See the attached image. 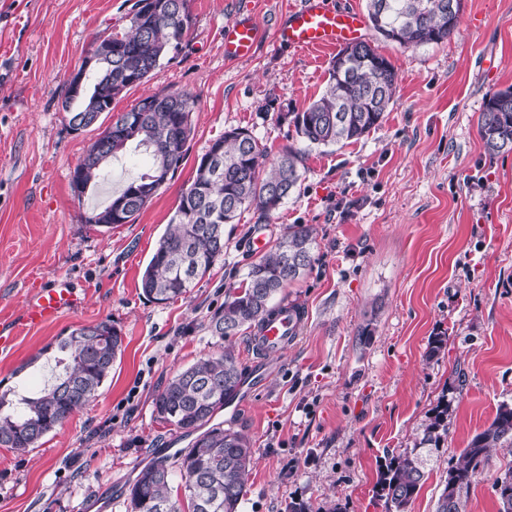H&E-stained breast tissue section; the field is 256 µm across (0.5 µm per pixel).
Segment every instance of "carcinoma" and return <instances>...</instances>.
Listing matches in <instances>:
<instances>
[{"instance_id":"carcinoma-1","label":"carcinoma","mask_w":512,"mask_h":512,"mask_svg":"<svg viewBox=\"0 0 512 512\" xmlns=\"http://www.w3.org/2000/svg\"><path fill=\"white\" fill-rule=\"evenodd\" d=\"M464 0H365L366 19L376 34L389 27L392 41L403 47L438 44L456 30ZM127 30H104L94 39L112 43V58L84 76L81 88L67 82L62 108L69 120L91 107L112 111V101L144 84L162 60L182 46L191 25L187 0H137ZM342 48L341 64L331 62L324 91L302 112L294 113L299 141L308 148L361 139L385 119L396 93L397 73L371 43ZM197 100L187 91L152 94L132 111L139 119L120 115L86 149L75 167L77 178L96 184L107 163L128 150L150 157L144 172L127 184L103 212L111 224H130L172 179L186 156ZM478 131L488 152H512V86L486 95ZM303 150L288 146L272 161L252 133L243 128L224 132L199 159L195 175L182 191L164 235L141 276L143 294L167 303L190 291L224 256V225L236 224L249 210L267 217L297 189ZM316 237L310 224H291L273 248L251 262L242 286L228 291L224 306L209 320L211 334L236 335L256 327L274 311L281 291L299 280L312 263ZM121 331L110 321L83 325L62 339L56 359L60 372L36 392L0 391V447L25 453L77 410L98 395L122 353ZM242 385L233 351L199 359L176 373L154 398L157 418L186 434L191 446L176 454L184 480L189 512H239L247 494L253 462L249 440L240 432L209 425L217 410L232 400ZM448 432V404L440 403L415 448L394 457L378 481L387 512H407L425 476L422 450L439 448ZM512 447V407L502 405L491 423L476 433L459 461L448 469L436 512H466L473 477L489 462L492 450ZM171 470L159 458L144 467L129 487L130 512H182L172 495ZM498 512H512V468L494 482Z\"/></svg>"}]
</instances>
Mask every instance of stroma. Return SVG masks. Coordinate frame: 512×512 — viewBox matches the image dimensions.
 Wrapping results in <instances>:
<instances>
[{"instance_id": "obj_1", "label": "stroma", "mask_w": 512, "mask_h": 512, "mask_svg": "<svg viewBox=\"0 0 512 512\" xmlns=\"http://www.w3.org/2000/svg\"><path fill=\"white\" fill-rule=\"evenodd\" d=\"M136 0H0V331L17 322L32 285L68 281L81 308L31 328L0 350V387L39 389L72 329L112 321L122 354L96 398L35 448H0V512H128L142 467L190 447L160 422L153 399L177 372L231 349L250 384L236 413L215 417L254 450L241 512H386L376 494L391 458L412 450L439 402L448 433L432 451L408 512H436L471 437L512 405V152L490 154L478 133L487 94L512 86V0H464L453 35L405 48L365 38L394 65L383 123L359 141L307 152L296 192L265 220L224 227L227 249L209 276L168 303L140 288L142 272L191 182L225 131L248 129L269 156L297 144L293 113L318 96L331 56L274 47L224 58V26L249 9L272 28L301 0H188L183 47L150 80L123 92L92 126L72 131L61 108L71 73L105 28L124 31ZM197 99L186 157L134 223L97 230L88 210L145 169V152L112 160L76 195L71 174L89 144L142 98ZM316 230L313 263L285 288L303 320L279 357L260 359L252 333L222 339L210 316L289 225ZM446 345L430 355L432 337ZM497 449L470 487L467 512H497Z\"/></svg>"}]
</instances>
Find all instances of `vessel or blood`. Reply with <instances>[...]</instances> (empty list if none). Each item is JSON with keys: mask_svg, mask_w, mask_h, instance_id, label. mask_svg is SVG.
Listing matches in <instances>:
<instances>
[{"mask_svg": "<svg viewBox=\"0 0 512 512\" xmlns=\"http://www.w3.org/2000/svg\"><path fill=\"white\" fill-rule=\"evenodd\" d=\"M364 26L358 12L332 8L327 0H302L300 6L274 28L272 38L275 44L301 51L333 50L360 40ZM263 35L261 24L252 16L237 17L224 27L225 59L237 61L252 57ZM81 305V299L67 282H57L50 288L39 287L27 302L22 322L28 326L49 324ZM299 328L300 322L294 313L288 310L279 313L262 330L258 345L260 355L284 353L289 343L295 341Z\"/></svg>", "mask_w": 512, "mask_h": 512, "instance_id": "1", "label": "vessel or blood"}]
</instances>
